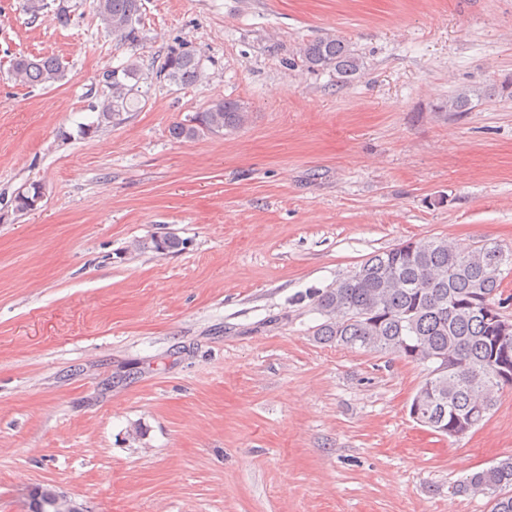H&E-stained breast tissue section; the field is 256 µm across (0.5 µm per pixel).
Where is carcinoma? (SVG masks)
I'll return each instance as SVG.
<instances>
[{
	"label": "carcinoma",
	"instance_id": "carcinoma-1",
	"mask_svg": "<svg viewBox=\"0 0 512 512\" xmlns=\"http://www.w3.org/2000/svg\"><path fill=\"white\" fill-rule=\"evenodd\" d=\"M100 20L120 41L139 38L142 0H94ZM300 54L307 68L328 70L345 85L363 68L362 58L343 40L328 35L304 44ZM16 79L31 85L53 84L63 77L55 56H20L12 64ZM202 66L196 50L181 44L168 50L158 74L180 84H192ZM151 80L130 61L106 78L111 90L98 114L97 125L116 126L126 120L146 95L142 84ZM471 93L448 96V111L469 110ZM248 119L244 104L217 100L205 109L174 123L177 140L222 136L241 128ZM42 186L31 183L14 198L15 210L28 212V203ZM173 235L154 236L143 248L156 253L180 250ZM512 272V250L480 240L461 248L444 238L426 243L404 242L365 259L349 277L317 292L315 304L324 317L315 330L323 344L373 351L428 365L431 357L448 360V370L428 376L418 388L422 422L441 434L460 437L488 419L496 394L512 386V329L501 332L485 310L505 308L504 275ZM456 491L489 498L490 512H512V456L476 470Z\"/></svg>",
	"mask_w": 512,
	"mask_h": 512
}]
</instances>
